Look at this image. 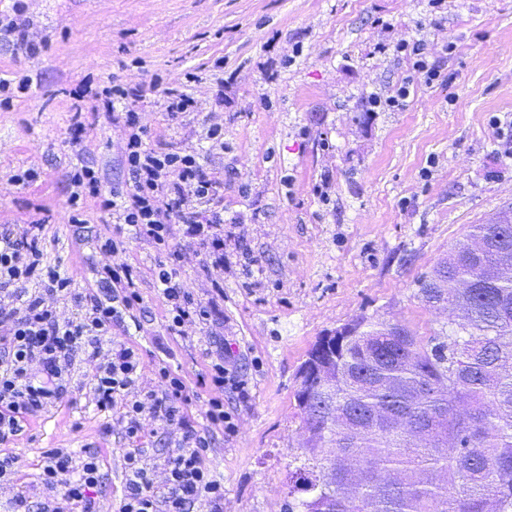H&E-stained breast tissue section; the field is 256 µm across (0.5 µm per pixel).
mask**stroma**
<instances>
[{"instance_id": "35a3bbf8", "label": "stroma", "mask_w": 512, "mask_h": 512, "mask_svg": "<svg viewBox=\"0 0 512 512\" xmlns=\"http://www.w3.org/2000/svg\"><path fill=\"white\" fill-rule=\"evenodd\" d=\"M27 56L0 38V78L28 79L0 109V229L42 225L44 261L77 291L96 272L125 262L137 272L146 313L113 324L112 338L141 348L147 385L164 363L188 382L229 350L246 386L228 389L235 431H214L208 463L224 482L221 512H285L288 475L305 459L295 393L298 371L320 336L352 319L380 316L428 338L449 314L427 306L417 279L468 233L512 205V0H25ZM418 41L442 80L415 84L403 108L370 111L406 77L400 41ZM455 52H448V44ZM162 87L136 101L148 146L192 150L219 189L232 253L224 292L182 247L181 281L195 300H217V330L167 331L168 306L153 286L161 259L131 239L124 252H99L95 238L115 220L87 199L74 227L64 202L71 176L88 165L104 191L126 193L122 157L129 130L95 111L96 92L122 83ZM190 94L194 111H167L164 91ZM85 131L73 137V115ZM224 143L209 142V127ZM33 169L28 185L15 174ZM247 193H240V186ZM327 197L319 199L316 186ZM256 275H247L245 260ZM96 363L78 353L64 398L7 447L15 459L0 478V505L35 485L50 448L95 447L104 476L97 512H118L125 453L139 447L155 487L163 460L181 442L179 426L151 411L136 441L118 415L97 409Z\"/></svg>"}]
</instances>
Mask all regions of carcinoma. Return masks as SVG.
Listing matches in <instances>:
<instances>
[{"label":"carcinoma","mask_w":512,"mask_h":512,"mask_svg":"<svg viewBox=\"0 0 512 512\" xmlns=\"http://www.w3.org/2000/svg\"><path fill=\"white\" fill-rule=\"evenodd\" d=\"M469 236L487 249L469 255L459 242L433 268L472 282L446 298L468 305L464 321L423 340L357 317L332 362L346 387L331 395L310 382L288 512H512V277L482 280L512 267V224H472ZM343 424L363 430L350 437ZM333 459L334 490L322 476Z\"/></svg>","instance_id":"obj_1"}]
</instances>
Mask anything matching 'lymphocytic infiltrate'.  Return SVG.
<instances>
[{
    "mask_svg": "<svg viewBox=\"0 0 512 512\" xmlns=\"http://www.w3.org/2000/svg\"><path fill=\"white\" fill-rule=\"evenodd\" d=\"M397 52L411 62V71L387 98L372 97L371 108H402L413 83H434L441 73L430 65L420 43L402 41ZM146 88L112 85L105 88V111H120L129 135L123 154L131 188L123 199L102 194L101 178L94 168L81 167L73 178V190L65 201L69 221H85L86 196L97 198L101 210L112 212L118 227L115 235L101 236L97 247L105 253H119L127 237L153 244L165 254L154 272L155 286L169 307L167 330L180 336L189 324L214 326L218 323L215 301L194 302L182 288L176 266L178 254L171 247V227H182L187 244L201 248L202 268L216 278L224 276V217L211 204L219 197V187L199 163L196 155L181 149L158 152L147 148L144 130L131 104L144 97ZM41 225L28 224L19 233L0 234V447H5L23 430L27 419L40 416L66 391L74 355L88 342L100 343L112 331L120 311L140 309L143 298L136 288L133 269L120 263L103 266L101 283L108 285L107 296L78 292L69 276L44 264L39 248ZM41 284L38 293L22 291L24 282ZM72 300L81 309L74 319H60L51 298ZM144 361L138 348L112 343L92 378V391L98 409L115 410L127 438H138L140 416L152 410L162 422L184 429V441L164 459L167 473L165 490H157L148 474L141 449L125 454L126 493L119 512H192L195 505L207 504L209 512H220L224 484L215 479L207 462L211 427L232 433L233 416L224 408L219 389L243 388L229 357L213 361L196 384L164 364L153 370L150 385L140 386ZM213 390L203 399L204 429L190 424L185 411L192 387ZM38 476L48 493L44 502L34 504L26 493L11 502L12 512H95V498L101 485L97 451L51 448Z\"/></svg>",
    "mask_w": 512,
    "mask_h": 512,
    "instance_id": "lymphocytic-infiltrate-1",
    "label": "lymphocytic infiltrate"
}]
</instances>
